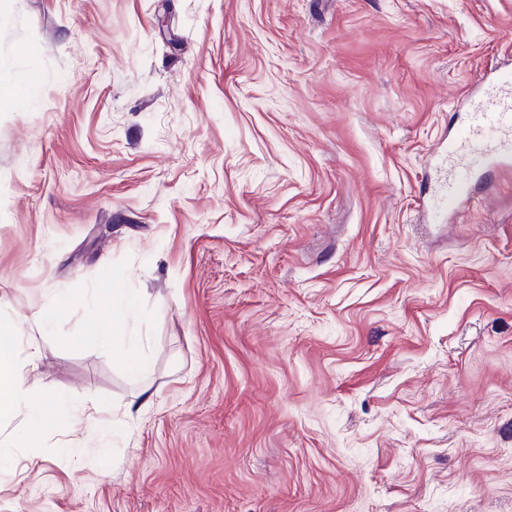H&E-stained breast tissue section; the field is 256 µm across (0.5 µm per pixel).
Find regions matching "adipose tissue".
<instances>
[{"mask_svg":"<svg viewBox=\"0 0 512 512\" xmlns=\"http://www.w3.org/2000/svg\"><path fill=\"white\" fill-rule=\"evenodd\" d=\"M111 308L96 312L87 318L82 328L84 340L111 351L128 376L140 380L149 370L146 361L130 357L124 349L123 312L137 308L138 298L132 292L120 287L110 290ZM18 323L10 318L0 317V420L24 413L28 425L20 441L25 447H38L45 433L69 426L79 427L86 423L105 426L106 421L99 415L97 404L75 406L65 395L54 398L35 399L27 393L24 382L17 372L16 340Z\"/></svg>","mask_w":512,"mask_h":512,"instance_id":"adipose-tissue-1","label":"adipose tissue"}]
</instances>
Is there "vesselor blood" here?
<instances>
[{
	"label": "vessel or blood",
	"mask_w": 512,
	"mask_h": 512,
	"mask_svg": "<svg viewBox=\"0 0 512 512\" xmlns=\"http://www.w3.org/2000/svg\"><path fill=\"white\" fill-rule=\"evenodd\" d=\"M460 134L448 144L439 214L460 203L472 189L473 176L496 168L512 172V73L497 74L492 86L468 102Z\"/></svg>",
	"instance_id": "obj_1"
}]
</instances>
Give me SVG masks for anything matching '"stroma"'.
Returning <instances> with one entry per match:
<instances>
[{
  "label": "stroma",
  "instance_id": "obj_1",
  "mask_svg": "<svg viewBox=\"0 0 512 512\" xmlns=\"http://www.w3.org/2000/svg\"><path fill=\"white\" fill-rule=\"evenodd\" d=\"M511 69L512 0H0V317L29 394L131 410L0 512H512V176L423 204ZM113 303V309H112ZM138 306V298L125 288H110V302L104 313L98 311L87 318L82 328L81 338L105 350H112L113 359L119 363L128 376L138 381L148 371L149 364L141 359L130 357L124 349V319L116 315L115 308L132 311Z\"/></svg>",
  "mask_w": 512,
  "mask_h": 512
}]
</instances>
